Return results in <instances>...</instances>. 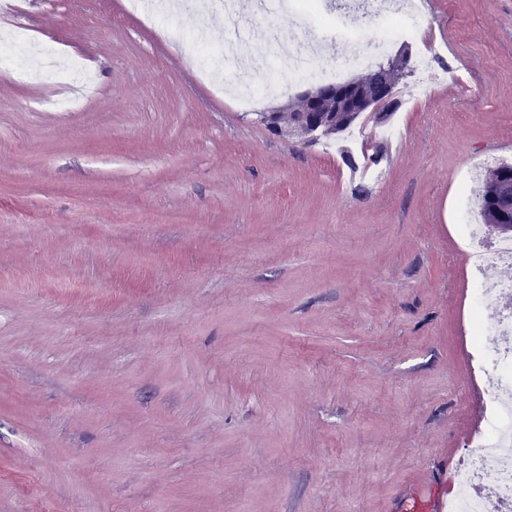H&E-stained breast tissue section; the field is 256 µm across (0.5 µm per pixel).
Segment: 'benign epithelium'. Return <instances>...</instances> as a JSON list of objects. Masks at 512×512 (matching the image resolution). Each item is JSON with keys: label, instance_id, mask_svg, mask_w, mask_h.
<instances>
[{"label": "benign epithelium", "instance_id": "7a95c632", "mask_svg": "<svg viewBox=\"0 0 512 512\" xmlns=\"http://www.w3.org/2000/svg\"><path fill=\"white\" fill-rule=\"evenodd\" d=\"M410 69L409 56L400 54L390 60L388 70L390 77L374 80L366 87L355 84H314L311 83L303 91L307 97V108L298 118L280 128L281 137L301 144H309L315 140L328 139L336 136V123L323 116L325 103L340 100L348 119L356 120L364 112L372 110L384 112L396 100L398 85L407 77Z\"/></svg>", "mask_w": 512, "mask_h": 512}]
</instances>
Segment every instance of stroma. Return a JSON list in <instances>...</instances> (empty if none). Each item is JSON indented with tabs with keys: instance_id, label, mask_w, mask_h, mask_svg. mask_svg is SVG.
<instances>
[{
	"instance_id": "stroma-1",
	"label": "stroma",
	"mask_w": 512,
	"mask_h": 512,
	"mask_svg": "<svg viewBox=\"0 0 512 512\" xmlns=\"http://www.w3.org/2000/svg\"><path fill=\"white\" fill-rule=\"evenodd\" d=\"M200 46L126 0H50L57 49L0 56V512H387L457 471L483 430L458 212L473 162H512V0H423L420 44L481 87L433 78L382 181L259 113L305 80L270 68L252 103L196 60L253 61L280 13ZM394 43L390 55L402 47ZM93 56L73 111L67 55Z\"/></svg>"
}]
</instances>
